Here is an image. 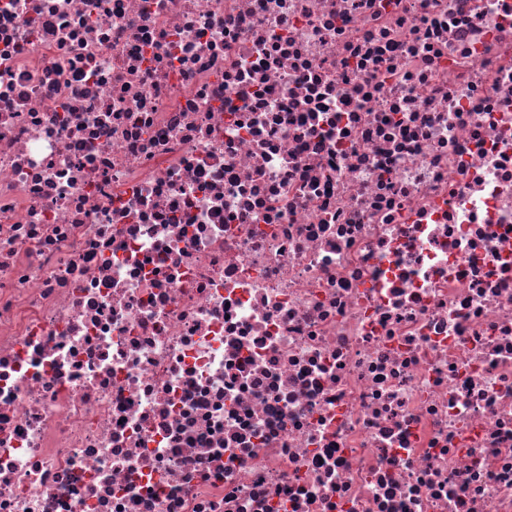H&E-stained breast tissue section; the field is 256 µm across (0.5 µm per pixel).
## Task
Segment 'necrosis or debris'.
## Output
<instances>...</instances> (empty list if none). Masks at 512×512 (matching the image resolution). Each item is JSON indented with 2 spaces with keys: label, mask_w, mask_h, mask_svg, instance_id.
Returning a JSON list of instances; mask_svg holds the SVG:
<instances>
[{
  "label": "necrosis or debris",
  "mask_w": 512,
  "mask_h": 512,
  "mask_svg": "<svg viewBox=\"0 0 512 512\" xmlns=\"http://www.w3.org/2000/svg\"><path fill=\"white\" fill-rule=\"evenodd\" d=\"M0 512H512V0H0Z\"/></svg>",
  "instance_id": "1"
}]
</instances>
